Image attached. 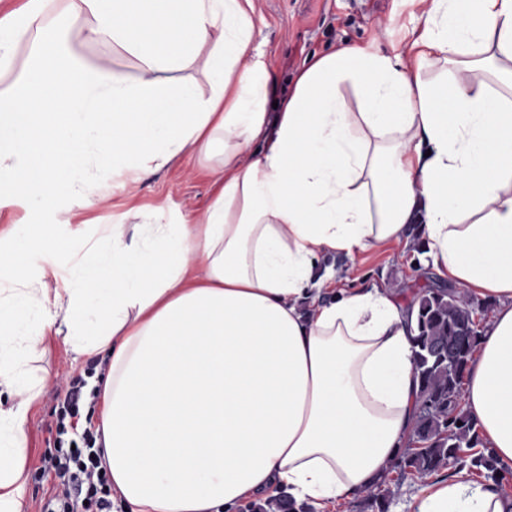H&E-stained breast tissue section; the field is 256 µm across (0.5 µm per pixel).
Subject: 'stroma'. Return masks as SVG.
I'll return each mask as SVG.
<instances>
[{
  "label": "stroma",
  "mask_w": 512,
  "mask_h": 512,
  "mask_svg": "<svg viewBox=\"0 0 512 512\" xmlns=\"http://www.w3.org/2000/svg\"><path fill=\"white\" fill-rule=\"evenodd\" d=\"M253 6V33L241 62L246 65L255 56L263 57L274 81L272 98L278 102L291 94L309 60L343 45L393 54L422 27L421 0H253ZM73 51L90 65L107 58L114 69L128 76L137 72V59L120 49L79 38ZM98 178L104 194L100 202L61 195L36 204L20 193L0 199L1 230L25 224L53 225L60 243L53 259L41 255L31 259L32 274L43 278L49 287L61 286L76 242L98 237L108 225L132 223L139 210L160 207L167 221L179 222L206 208L215 193L209 163L194 157L144 173L135 185L109 168L99 172ZM320 265L339 275L323 292L321 300L325 303L335 301L342 287L398 286L407 297L439 280L435 270L419 262L411 241L352 255L330 252L321 256ZM98 366V358L73 353L58 337L48 340L44 354L33 361L32 368L44 378L45 385L28 414L25 512H39L41 499L60 482L56 475L36 471L40 454L55 442V390L73 379L87 377Z\"/></svg>",
  "instance_id": "stroma-1"
}]
</instances>
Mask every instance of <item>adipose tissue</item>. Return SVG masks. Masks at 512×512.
<instances>
[{
	"mask_svg": "<svg viewBox=\"0 0 512 512\" xmlns=\"http://www.w3.org/2000/svg\"><path fill=\"white\" fill-rule=\"evenodd\" d=\"M245 0H26L0 17V194L100 199L89 165L139 181L217 156V191L177 223L112 225L63 287L25 264L53 229L0 248V512H24L26 423L46 337L109 370L104 464L127 512H239L288 490L317 507L362 494L406 448L418 412L411 328L395 289L317 301L349 254L418 238L438 275L492 316L463 406L512 474V0H430L393 55L343 46L313 61L269 114L270 76L241 66ZM121 48L87 68L72 38ZM195 68V80L170 73ZM361 98L348 111L343 88ZM412 512H512V484L467 469L423 483Z\"/></svg>",
	"mask_w": 512,
	"mask_h": 512,
	"instance_id": "adipose-tissue-1",
	"label": "adipose tissue"
}]
</instances>
